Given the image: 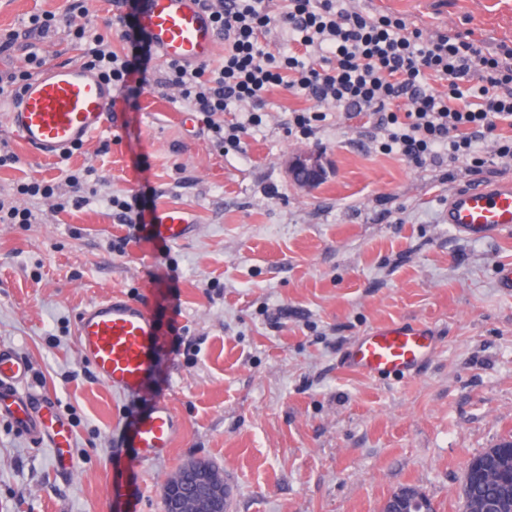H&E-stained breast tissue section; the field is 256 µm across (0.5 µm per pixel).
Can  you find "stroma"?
<instances>
[{
	"label": "stroma",
	"mask_w": 512,
	"mask_h": 512,
	"mask_svg": "<svg viewBox=\"0 0 512 512\" xmlns=\"http://www.w3.org/2000/svg\"><path fill=\"white\" fill-rule=\"evenodd\" d=\"M410 26L473 32L512 46V0H361ZM65 0H0V31ZM246 155L222 153L176 90L145 88L65 159L31 154L0 110V198L38 216L0 224V347L32 364L31 383L71 420L77 473L60 480L48 449L0 420V512H164L163 486L185 462L218 467L226 512H379L411 485L438 512H462L469 459L512 438V235L471 240L446 222L455 190L512 181V166L415 167L375 151L373 116L327 108L314 135H288L305 99L265 95ZM321 156L314 187L291 180L297 150ZM95 169L97 194L58 209L68 171ZM53 185L51 198L20 184ZM139 194L151 210L188 209L184 241L158 246L104 201ZM126 239L124 252L113 242ZM118 293L174 326L156 379L183 422L169 455L132 467L114 442L140 406L100 383L76 348L75 317ZM420 322L437 354L414 376L349 370L372 327Z\"/></svg>",
	"instance_id": "obj_1"
}]
</instances>
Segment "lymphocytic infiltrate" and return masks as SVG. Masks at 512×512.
Returning <instances> with one entry per match:
<instances>
[{
	"label": "lymphocytic infiltrate",
	"instance_id": "1",
	"mask_svg": "<svg viewBox=\"0 0 512 512\" xmlns=\"http://www.w3.org/2000/svg\"><path fill=\"white\" fill-rule=\"evenodd\" d=\"M224 37L220 64L166 63L151 74L152 54L114 14L121 50L95 26H77L82 64L105 82L137 96L140 86L174 88L191 111L206 118L221 148L240 150L259 126L271 87L357 116L378 115L372 141L415 166L466 159L480 173L488 158L512 161V48L488 52L469 35L409 28L396 14L372 13L340 0H201ZM274 34L286 51L261 47ZM443 89H434V81Z\"/></svg>",
	"mask_w": 512,
	"mask_h": 512
}]
</instances>
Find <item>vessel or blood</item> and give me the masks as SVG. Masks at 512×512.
Returning <instances> with one entry per match:
<instances>
[{
  "mask_svg": "<svg viewBox=\"0 0 512 512\" xmlns=\"http://www.w3.org/2000/svg\"><path fill=\"white\" fill-rule=\"evenodd\" d=\"M136 29L163 61L189 66L218 52L215 25L200 0H139ZM116 91L91 69L60 64L30 80L7 111V123L25 146L43 158L64 156L102 131ZM447 217L453 229L472 239L512 232V182L475 186L450 194ZM195 226L188 211L174 208L147 225L148 236L163 244L186 239ZM78 351L98 380L113 392L147 401L124 436L130 463L166 456L181 424L168 396L148 384L164 362L168 332L143 305L105 296L75 318ZM438 351L433 330L420 323L376 327L359 336L345 363L368 377L414 374ZM31 364L0 347V419H7L34 445L49 449L58 475L72 476L73 427L55 400L30 390Z\"/></svg>",
  "mask_w": 512,
  "mask_h": 512,
  "instance_id": "1",
  "label": "vessel or blood"
}]
</instances>
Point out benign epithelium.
I'll return each instance as SVG.
<instances>
[{
	"label": "benign epithelium",
	"mask_w": 512,
	"mask_h": 512,
	"mask_svg": "<svg viewBox=\"0 0 512 512\" xmlns=\"http://www.w3.org/2000/svg\"><path fill=\"white\" fill-rule=\"evenodd\" d=\"M288 173L298 185L313 187L324 177L322 158L312 153L293 156L288 160ZM468 467L489 479H500L506 489L512 482V459L496 448H488L472 458ZM197 470L198 475L191 484L174 477L168 480L164 488L168 512H224V485L216 481L205 466ZM380 512H429V504L417 488L403 486L387 496Z\"/></svg>",
	"instance_id": "obj_1"
}]
</instances>
